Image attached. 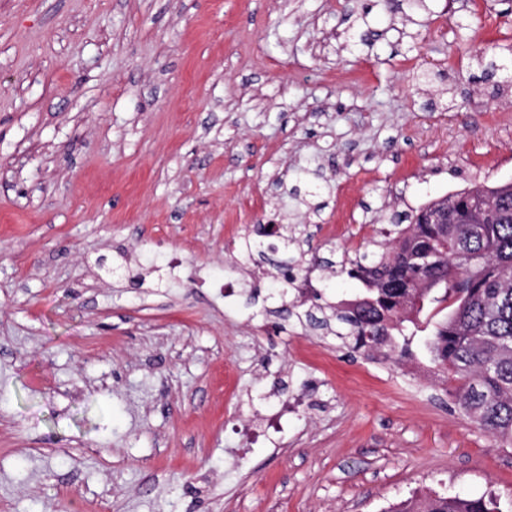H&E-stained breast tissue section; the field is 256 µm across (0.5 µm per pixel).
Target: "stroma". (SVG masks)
Returning a JSON list of instances; mask_svg holds the SVG:
<instances>
[{
    "label": "stroma",
    "mask_w": 512,
    "mask_h": 512,
    "mask_svg": "<svg viewBox=\"0 0 512 512\" xmlns=\"http://www.w3.org/2000/svg\"><path fill=\"white\" fill-rule=\"evenodd\" d=\"M503 9L0 0V512L512 503V448L449 402L425 348L444 312L394 331L410 357L353 349L289 317L292 254L256 233L301 229L330 262L301 300L340 309L367 290L338 262L394 214L512 182ZM311 183L316 213L291 195ZM293 400L245 446L238 426ZM511 511V510H510ZM494 496L466 499L424 494L390 507L387 512H510Z\"/></svg>",
    "instance_id": "stroma-1"
}]
</instances>
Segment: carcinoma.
I'll use <instances>...</instances> for the list:
<instances>
[{"mask_svg": "<svg viewBox=\"0 0 512 512\" xmlns=\"http://www.w3.org/2000/svg\"><path fill=\"white\" fill-rule=\"evenodd\" d=\"M487 74L502 67L495 51L477 55ZM466 207L488 211L484 224L448 225V257L424 263L420 256L440 234L427 221L430 202L410 216V224L379 228V252H363L341 272L378 287L336 312L340 339L357 348L385 346L390 331L413 321L428 307L448 303L425 346L444 382L451 384L456 407L504 445L512 447V223L500 214L512 210V196H496L493 187L475 185L448 197ZM425 281L419 305L406 315L408 284ZM387 512H503L494 496L466 499L424 494Z\"/></svg>", "mask_w": 512, "mask_h": 512, "instance_id": "obj_1", "label": "carcinoma"}]
</instances>
